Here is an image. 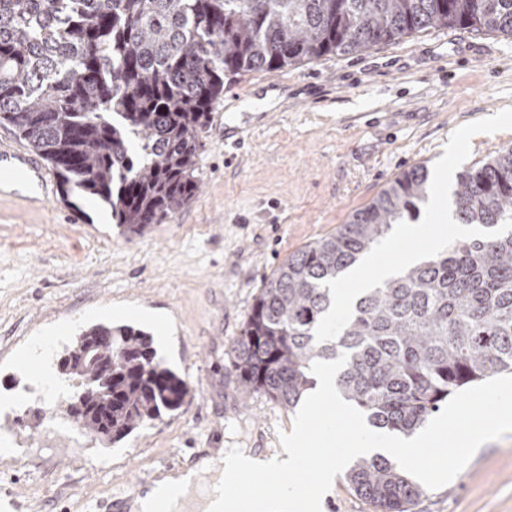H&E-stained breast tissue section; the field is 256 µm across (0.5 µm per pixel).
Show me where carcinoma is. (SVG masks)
<instances>
[{"label":"carcinoma","mask_w":512,"mask_h":512,"mask_svg":"<svg viewBox=\"0 0 512 512\" xmlns=\"http://www.w3.org/2000/svg\"><path fill=\"white\" fill-rule=\"evenodd\" d=\"M458 27L512 36V0H0V121L52 165L64 197L99 199L143 236L197 191V141L224 80ZM430 189L427 167L411 168L264 282L230 354L243 395L293 410L313 368L339 358L342 398L371 426L411 434L449 396L512 372V230L499 231L512 224V147L457 176L453 220L484 233L364 289L326 335L338 276ZM90 337L115 368L112 431L91 396L68 411L86 433L116 443L183 405L187 383L132 325L76 337L64 374L80 388L97 375L80 362ZM345 481L375 512H410L424 493L383 456L354 460Z\"/></svg>","instance_id":"obj_1"}]
</instances>
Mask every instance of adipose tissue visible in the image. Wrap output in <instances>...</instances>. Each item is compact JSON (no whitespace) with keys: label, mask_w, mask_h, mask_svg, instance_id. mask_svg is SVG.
<instances>
[{"label":"adipose tissue","mask_w":512,"mask_h":512,"mask_svg":"<svg viewBox=\"0 0 512 512\" xmlns=\"http://www.w3.org/2000/svg\"><path fill=\"white\" fill-rule=\"evenodd\" d=\"M487 393L499 401L495 423L481 422L474 411L450 408L447 415L414 436L394 437L384 445L368 442L361 431L350 429L334 442L319 441V457L301 451L304 434H297L287 449L272 461L238 454L202 460L194 469L174 471L133 501V512H321L326 486L351 459L378 453L399 459L412 473H420L424 450L435 442L455 446V433H463L469 447L478 448L494 426L512 421V386L501 382ZM314 480H306L307 471ZM261 484L278 486L277 494L258 492Z\"/></svg>","instance_id":"obj_1"}]
</instances>
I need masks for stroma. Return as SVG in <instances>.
Wrapping results in <instances>:
<instances>
[{"mask_svg": "<svg viewBox=\"0 0 512 512\" xmlns=\"http://www.w3.org/2000/svg\"><path fill=\"white\" fill-rule=\"evenodd\" d=\"M259 98H224L200 137L198 193L130 237L95 200H63L50 164L45 199L0 192V512H91L167 465L245 452L278 457L297 422L226 369L254 298L288 256L336 232L416 165L451 195L453 178L512 146V36L427 29L347 55L242 73L229 91L271 79ZM249 125L236 164L225 127ZM459 148L449 154L448 140ZM129 324L189 385L183 406L117 445L81 439L65 413L46 434L29 397L38 372L18 359L50 340L40 370L59 379L66 346L97 323ZM412 512H512V430L495 436L445 485L423 479Z\"/></svg>", "mask_w": 512, "mask_h": 512, "instance_id": "stroma-1", "label": "stroma"}]
</instances>
